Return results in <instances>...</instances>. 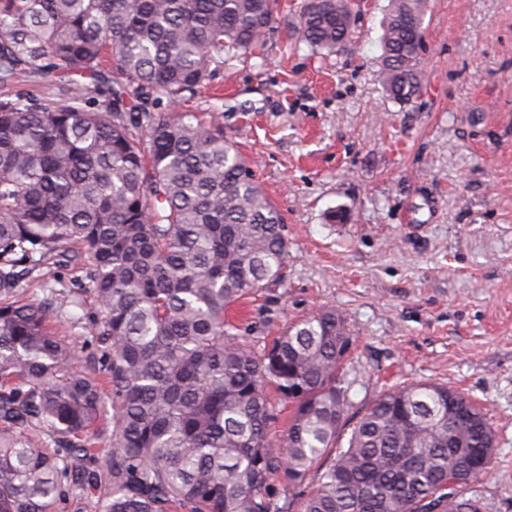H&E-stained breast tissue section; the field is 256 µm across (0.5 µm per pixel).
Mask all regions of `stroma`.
I'll return each mask as SVG.
<instances>
[{
	"instance_id": "stroma-1",
	"label": "stroma",
	"mask_w": 512,
	"mask_h": 512,
	"mask_svg": "<svg viewBox=\"0 0 512 512\" xmlns=\"http://www.w3.org/2000/svg\"><path fill=\"white\" fill-rule=\"evenodd\" d=\"M301 3L279 0L262 49L221 64L188 104L220 115L288 241L285 278L229 315L259 349L320 308L341 312L355 336L350 418L410 383L475 401L497 445L474 488L486 512H512V0H430L424 91L404 106L378 82L388 0H371L330 57L293 47ZM69 88L58 71L0 83L37 100ZM83 278L78 264L47 267L21 289L43 301ZM97 310L85 296L82 323L58 329L86 368Z\"/></svg>"
}]
</instances>
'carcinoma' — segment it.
<instances>
[{
  "label": "carcinoma",
  "mask_w": 512,
  "mask_h": 512,
  "mask_svg": "<svg viewBox=\"0 0 512 512\" xmlns=\"http://www.w3.org/2000/svg\"><path fill=\"white\" fill-rule=\"evenodd\" d=\"M275 6L0 0V79H84L60 100L0 95V512L91 495L102 512H282L271 481L295 488L314 468L301 512H485L467 486L491 467L495 433L474 401L444 384L389 389L340 449L346 318L320 310L257 352L226 317L284 279L282 217L219 117L169 110L254 52ZM428 8L390 0L382 22L379 78L399 105L423 88ZM352 24L350 0H306L298 34L330 55ZM75 258L99 303L96 371L54 336L63 305L17 300L23 274Z\"/></svg>",
  "instance_id": "obj_1"
}]
</instances>
